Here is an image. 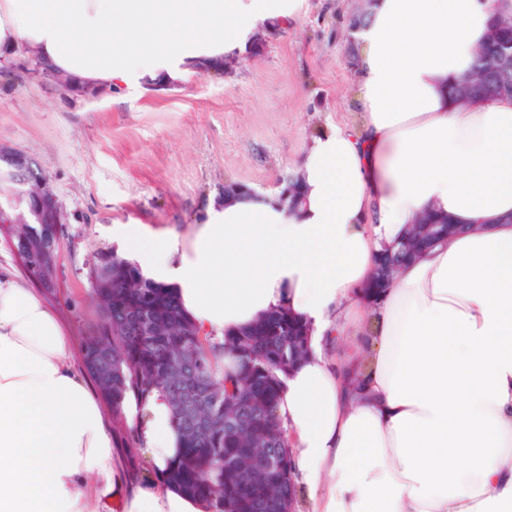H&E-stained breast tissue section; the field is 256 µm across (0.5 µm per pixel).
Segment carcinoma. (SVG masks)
Here are the masks:
<instances>
[{
  "label": "carcinoma",
  "mask_w": 512,
  "mask_h": 512,
  "mask_svg": "<svg viewBox=\"0 0 512 512\" xmlns=\"http://www.w3.org/2000/svg\"><path fill=\"white\" fill-rule=\"evenodd\" d=\"M492 30L499 39L480 48L476 74L488 82L512 40V16ZM45 231L41 224L10 225L25 268L45 266L36 247ZM88 277L102 323L82 339V357L112 413L122 417L129 394L145 401L159 392L172 405L183 451L161 481L204 500L208 512H288V455L275 405L297 345L291 318L260 321L246 336H202L171 289L111 249L96 253ZM226 351L236 366L220 378L216 362Z\"/></svg>",
  "instance_id": "cac0c4a2"
}]
</instances>
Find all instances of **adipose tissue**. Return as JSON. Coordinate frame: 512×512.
Returning <instances> with one entry per match:
<instances>
[{"mask_svg":"<svg viewBox=\"0 0 512 512\" xmlns=\"http://www.w3.org/2000/svg\"><path fill=\"white\" fill-rule=\"evenodd\" d=\"M300 0H0V50L33 48L76 90L167 87L243 48ZM512 0H373L353 29L358 117L314 134L302 204L248 196L189 235L112 227L202 334L274 312L306 324L279 417L296 512H512V100L461 105ZM461 231L372 297L379 257L425 212ZM154 471L182 452L158 394L127 399ZM0 512H206L177 485L130 488L51 310L0 275Z\"/></svg>","mask_w":512,"mask_h":512,"instance_id":"adipose-tissue-1","label":"adipose tissue"}]
</instances>
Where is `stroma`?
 <instances>
[{
    "label": "stroma",
    "mask_w": 512,
    "mask_h": 512,
    "mask_svg": "<svg viewBox=\"0 0 512 512\" xmlns=\"http://www.w3.org/2000/svg\"><path fill=\"white\" fill-rule=\"evenodd\" d=\"M357 0H301L298 22H259L232 71L119 97L59 91L0 55V144L42 168L63 210L55 292L32 282L0 233V272L50 308L81 362L100 312L87 270L114 224L188 233L226 183L278 199L308 139L355 121L349 22Z\"/></svg>",
    "instance_id": "1"
}]
</instances>
